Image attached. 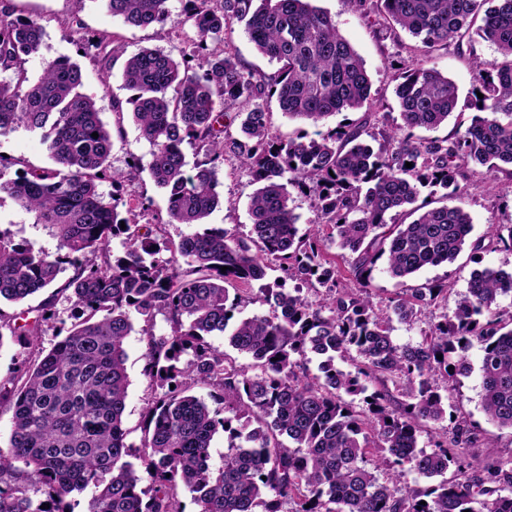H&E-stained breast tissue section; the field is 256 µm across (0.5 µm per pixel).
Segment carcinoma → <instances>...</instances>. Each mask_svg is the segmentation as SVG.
Wrapping results in <instances>:
<instances>
[{
  "label": "carcinoma",
  "instance_id": "carcinoma-1",
  "mask_svg": "<svg viewBox=\"0 0 512 512\" xmlns=\"http://www.w3.org/2000/svg\"><path fill=\"white\" fill-rule=\"evenodd\" d=\"M96 2L135 27L162 25L169 15V0ZM378 2L384 19L420 40L426 54L473 28L496 47L500 59L475 64V115L464 129L441 139L415 135L448 123L459 99L457 86L421 61L398 75L403 125L383 133L381 147L345 123L314 137L271 136L262 100L274 97L285 116L315 126L372 100L363 59L311 0H186L193 36L180 58L159 48L126 58L128 103L150 145L149 160H135L130 171H148L168 194V222L192 228L167 242L153 225L129 218L132 211L121 217L130 178L112 167V132L83 92L80 65L44 59L30 80L25 64L40 54L44 28L0 10V135L41 132L55 164L7 178L0 158V196L58 239L51 255L0 234V300L23 302L70 266L77 311L51 350L0 379V406L12 410L0 448V512H74L73 494L88 488L86 512H179L180 489L193 495L197 512H283L285 503L292 512H512V460L480 457L477 435L447 414L445 395L456 376L471 372L467 353L479 345L482 410L512 430V313L498 305L512 295V272L472 271L455 307L438 316L448 282L407 285L468 244L484 248L482 238L468 242L472 217L463 206L424 210L417 200L427 186L453 198L461 164L488 174L512 166V0ZM234 19L278 64L274 76L258 80L231 49L209 48L224 42ZM228 104L238 111L224 110ZM236 121L239 136L228 140ZM186 141L204 148L191 175ZM228 151L258 184L244 238L206 223ZM104 183L112 193L101 191ZM293 189L314 195L320 217L303 232ZM401 215L412 221L397 222ZM119 236L123 251L111 255L109 240ZM489 238L512 251V224L490 225ZM329 244L353 256L356 288L340 286ZM98 253L100 264L90 259ZM380 261L398 291L376 302ZM271 271L279 277L270 282ZM233 282L258 285L250 300L268 311L229 326L239 306L229 301ZM304 284L325 288V304L313 307ZM135 314L149 321L160 314L170 325L168 334L143 330L155 394L142 455L132 453L123 428L125 340ZM427 314L421 341L393 338L392 321L413 325ZM54 317L46 302L29 323L0 320V346L5 329L33 344ZM216 333L250 363L215 348ZM186 353L192 359L184 364ZM310 353L320 358L315 373ZM338 358L355 361V370L337 367ZM372 380L379 388L370 393ZM198 385L211 389L217 407L193 393ZM447 418L454 426L427 432L430 449L419 446L426 424ZM220 431L227 447L216 469L210 448ZM407 470L440 481L402 486ZM34 488L44 498H33Z\"/></svg>",
  "mask_w": 512,
  "mask_h": 512
}]
</instances>
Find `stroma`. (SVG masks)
<instances>
[{"instance_id":"stroma-1","label":"stroma","mask_w":512,"mask_h":512,"mask_svg":"<svg viewBox=\"0 0 512 512\" xmlns=\"http://www.w3.org/2000/svg\"><path fill=\"white\" fill-rule=\"evenodd\" d=\"M0 5L13 15L38 20L44 27L45 47L42 57L30 59L26 64L29 78H36L42 69L43 59L68 56L82 68L84 91L94 96L102 110L101 117L113 130L111 161L115 169L127 170L131 158H148L150 146L125 111H116V104L126 103L131 92L121 77L123 58L116 59L110 77H103L105 56L110 55L114 44H121L127 54L143 48H161L171 55H180L189 24L185 20L182 0H169V18L164 27L147 28L125 25L98 7L95 0H86L78 5L76 0H0ZM316 5L334 21L340 33L363 58L372 81L370 105L350 112L348 119L353 124L366 125L369 131H389L401 122L400 111L394 89L397 84L395 65H412L420 60L421 43L407 32L392 28L377 10H361L354 0H316ZM93 36L94 41L84 47L74 42L75 30ZM224 40L236 54L239 62L265 77L276 71V63L260 55L250 42L244 26L230 21L224 32ZM497 56L495 47L478 36L462 41H450L438 47L429 64L448 76L457 86L460 102H467L475 83L477 60H493ZM20 161L23 169L52 167L53 162L39 134L18 130L0 137V156ZM220 202L208 218L210 224L235 231L246 236L250 229L248 204L255 190L251 174L241 168L234 157H226L219 172ZM459 195L473 220L472 238L486 237L490 225L512 224V172L503 170L487 174L484 168L465 165L456 174ZM127 198L132 208L147 205L146 222L155 224L158 236L178 240L188 233L183 224L169 223L167 217V195L156 187L148 173L136 174L128 187ZM0 230L14 240H27L36 248L55 253L58 240L51 227L33 223L25 213L8 198L0 199ZM485 267L512 270V252L486 249L472 252L464 248L454 262L423 269L418 282L445 280L451 288L447 306H454L464 293L473 270ZM145 323L135 317L134 330L125 345L127 352L126 371L129 380L124 428L127 441L140 445L144 436V408L151 396L149 378L145 372L144 343L141 330ZM472 366L470 374L459 377L448 392V403L462 413L468 425L485 444L486 454L503 459H512V430L501 429L492 424L480 404L481 351L472 348L469 352Z\"/></svg>"}]
</instances>
